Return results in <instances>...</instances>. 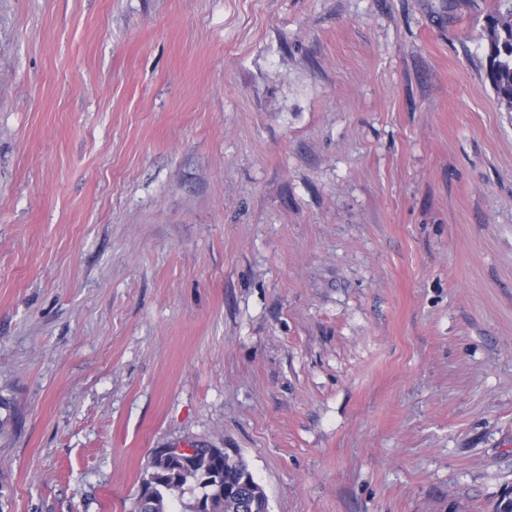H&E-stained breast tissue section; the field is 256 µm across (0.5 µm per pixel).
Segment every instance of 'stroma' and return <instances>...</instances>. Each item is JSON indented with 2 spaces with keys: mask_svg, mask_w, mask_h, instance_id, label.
I'll use <instances>...</instances> for the list:
<instances>
[{
  "mask_svg": "<svg viewBox=\"0 0 512 512\" xmlns=\"http://www.w3.org/2000/svg\"><path fill=\"white\" fill-rule=\"evenodd\" d=\"M498 0H0V512L153 449L269 512L512 500Z\"/></svg>",
  "mask_w": 512,
  "mask_h": 512,
  "instance_id": "obj_1",
  "label": "stroma"
}]
</instances>
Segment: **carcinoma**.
Here are the masks:
<instances>
[{"label": "carcinoma", "mask_w": 512, "mask_h": 512, "mask_svg": "<svg viewBox=\"0 0 512 512\" xmlns=\"http://www.w3.org/2000/svg\"><path fill=\"white\" fill-rule=\"evenodd\" d=\"M486 57L488 79L501 100L512 107V0H503L489 25ZM145 493L135 501L134 512H170L169 505L188 491H199L192 512L199 504L215 500L212 512H261V507H241L242 498L252 499L251 487L258 486L244 460L224 462L213 449L193 448L189 463L154 455L151 470L142 479Z\"/></svg>", "instance_id": "cac0c4a2"}]
</instances>
